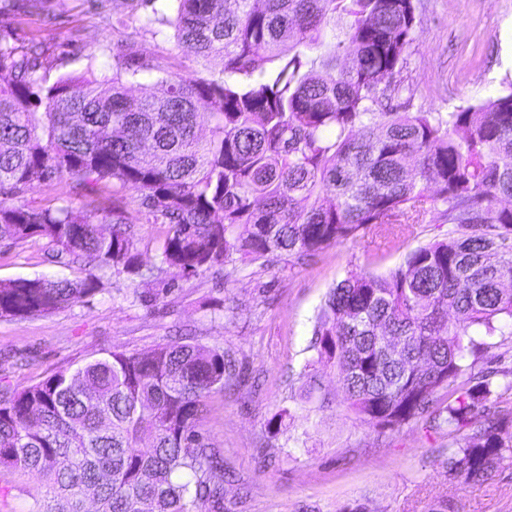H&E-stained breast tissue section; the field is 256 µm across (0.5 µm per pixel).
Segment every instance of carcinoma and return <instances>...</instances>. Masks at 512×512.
I'll return each mask as SVG.
<instances>
[{
    "mask_svg": "<svg viewBox=\"0 0 512 512\" xmlns=\"http://www.w3.org/2000/svg\"><path fill=\"white\" fill-rule=\"evenodd\" d=\"M174 2L177 47L220 58L222 76L166 70L161 94H135L156 69L144 61L45 86L39 54L0 39V246L44 239L77 266L0 279V319L70 308L123 273L149 286L171 269L299 262L368 226L390 252L433 214L446 238L328 291L312 348L359 421L446 429L448 475L487 481L512 460V403L493 381L512 391V370L465 360L512 339V89L445 116L392 106L416 0ZM62 182L79 206L26 198ZM136 224L166 225L152 263ZM228 378L223 350L184 337L0 384V468L41 478L30 512H220L200 427Z\"/></svg>",
    "mask_w": 512,
    "mask_h": 512,
    "instance_id": "carcinoma-1",
    "label": "carcinoma"
}]
</instances>
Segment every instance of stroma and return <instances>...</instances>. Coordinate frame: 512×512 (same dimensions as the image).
<instances>
[{
  "label": "stroma",
  "mask_w": 512,
  "mask_h": 512,
  "mask_svg": "<svg viewBox=\"0 0 512 512\" xmlns=\"http://www.w3.org/2000/svg\"><path fill=\"white\" fill-rule=\"evenodd\" d=\"M0 35L37 50L44 85L66 75H109L117 53L184 78L208 76L220 60L184 57L175 46L166 0H14ZM419 24L401 81L413 112L448 113L499 94L512 81V0H420ZM447 225H416L401 250L369 264L375 236L360 230L305 263L238 264L227 273L154 285L156 299L134 298L126 277L53 314L0 319V380L22 387L107 351L149 353L177 336L224 349L245 373L208 398L201 423L223 461L224 512H512V461L490 479H449L448 436L425 422L379 433L351 413L331 369L310 344L329 288L346 273H383L408 251L443 238ZM40 239L0 248V279L71 276ZM37 475L0 469V512H28Z\"/></svg>",
  "instance_id": "35a3bbf8"
}]
</instances>
